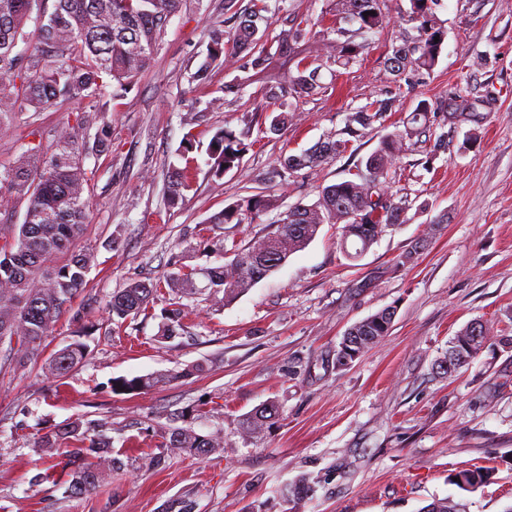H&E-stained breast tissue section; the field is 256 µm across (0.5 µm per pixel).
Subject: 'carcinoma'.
Wrapping results in <instances>:
<instances>
[{
    "instance_id": "cac0c4a2",
    "label": "carcinoma",
    "mask_w": 512,
    "mask_h": 512,
    "mask_svg": "<svg viewBox=\"0 0 512 512\" xmlns=\"http://www.w3.org/2000/svg\"><path fill=\"white\" fill-rule=\"evenodd\" d=\"M183 0H0V128L17 112H46L77 98L91 97L107 86L125 91L132 80L150 65L158 40L170 19L180 11ZM438 0H409V9L399 16V23L411 24L417 35L403 39L387 58L391 71L400 75L408 70L427 72L438 63L446 31L438 23L434 6ZM266 6L240 15L233 29L221 25L210 33L206 55L198 65L193 80L204 86L214 65L224 54H243L257 73L267 69L270 53L264 38L270 26ZM336 12L345 24L357 23L364 31L362 41L336 42V64L347 67L358 62L369 48V36L390 23L383 13L381 0H336ZM40 18L41 45L31 47L24 28L32 17ZM309 31L298 26L278 36V47H292L305 40ZM297 75L290 77L291 91L309 95L321 88V74L313 62L301 58ZM471 105L453 92L448 97L449 123L462 116ZM387 103L373 101L350 113V133L356 127L373 129L382 123ZM431 107L421 102L410 113L402 128L381 137L377 149L367 158L355 177L329 184L319 190L311 204L298 203L259 240L268 243L269 256L254 253L255 244L244 247L222 243L216 248L231 259L206 270L210 287L224 295L219 301L229 304L239 294L276 271L289 256L304 249L324 224L341 225L342 246L353 243L355 250L345 251L349 259L360 258L387 229L404 223L411 209L408 196L385 190L390 171L408 149V143L426 133ZM98 112H81L75 119L54 131L49 149L36 146L25 151L11 166L0 169V208L6 210L19 201L26 202L23 222L0 226V341H16L13 360L24 364L51 333L73 299L85 289L86 276L94 256L76 250L89 213L88 193L92 172L84 161L112 151L108 124L99 127L96 136L88 134ZM218 159L216 173L240 166L244 142L230 130L221 129L211 142ZM340 140L320 142L299 155L281 160L282 173L293 174L305 168L325 164L343 153ZM188 171L176 168L168 177L167 200L174 206L190 190ZM279 196L257 193L247 200L224 207L216 224H258L268 211L279 207ZM160 288H168L179 297L193 293V273L179 266L156 282L133 281L112 295L109 314L127 319L145 307ZM184 310L170 309L162 338L178 335ZM395 311L385 308L348 329L353 350L362 353L379 343L392 328ZM491 336L488 325L468 324L449 341L448 352L438 368L445 364L457 371L479 354ZM86 357V346L73 342L55 352L44 364V371L62 377ZM162 375L112 379L114 393L134 394L156 386ZM279 417V407L268 401L247 416L242 432L260 438ZM112 430L107 421L89 424L77 417L46 432L38 442L44 454L68 447L69 480L66 492L79 497L120 468L112 456ZM224 447L219 433L199 434L191 428L172 427L163 448L170 453L188 452L201 456ZM420 512H467V505L448 499H436Z\"/></svg>"
}]
</instances>
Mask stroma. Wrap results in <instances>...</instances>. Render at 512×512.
<instances>
[{
    "label": "stroma",
    "instance_id": "1",
    "mask_svg": "<svg viewBox=\"0 0 512 512\" xmlns=\"http://www.w3.org/2000/svg\"><path fill=\"white\" fill-rule=\"evenodd\" d=\"M250 0H185L162 34L149 68L109 101L112 150L86 161L93 169L89 219L76 246L93 252L87 286L25 368L3 365L0 345V512H419L436 498L467 496L470 512L512 506V0H439L447 36L429 73L401 81L386 65L402 31L387 27L363 61L341 70L320 47L338 24L336 0H266L270 36L312 24L297 50L274 52L264 73L225 55L208 85L192 76L213 25ZM315 58L319 93L277 100L300 57ZM465 88L480 123L447 120L448 94ZM387 99L384 125L351 137L327 164L271 178L287 156L339 139L350 112ZM436 105L428 141L397 161L391 192L408 196L405 223L389 229L358 260L340 246L338 225L316 238L230 305L216 303L204 274L223 239L246 245L280 218L213 223L224 206L273 191L284 206L316 200L321 187L352 178L382 136L421 101ZM292 103L280 133L269 130ZM76 104L18 115L0 131V165L47 143ZM243 136L238 168L214 174L210 142L221 129ZM446 136L445 149L430 142ZM193 147L183 152L184 138ZM191 165L193 183L168 207L169 167ZM423 242L414 263L398 255ZM194 269L184 297L181 335L161 336L173 295L161 289L134 319L112 322L108 304L132 281H155L173 261ZM389 336L350 364L337 362L349 327L386 307ZM492 329L473 362L443 374L449 340L469 322ZM91 328L84 363L60 378L42 365ZM203 365L190 373L192 365ZM176 378L138 394H115L112 379L155 373ZM278 423L258 439L242 436V418L267 401ZM198 433L220 432L224 445L200 458L161 455L171 413ZM79 417L111 423L120 469L92 492L67 495L69 468L43 454L38 439ZM487 471L464 494L455 476ZM308 478L312 495L290 487Z\"/></svg>",
    "mask_w": 512,
    "mask_h": 512
}]
</instances>
